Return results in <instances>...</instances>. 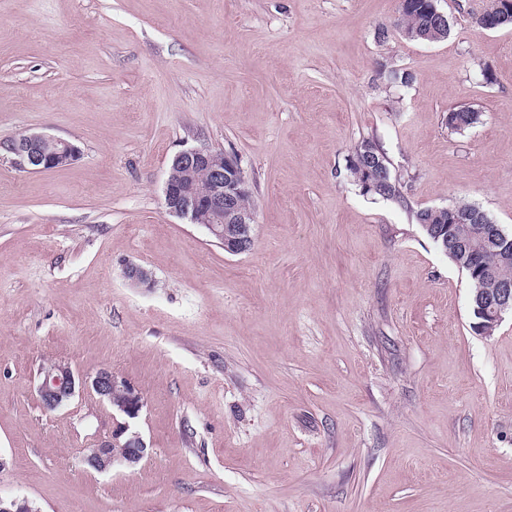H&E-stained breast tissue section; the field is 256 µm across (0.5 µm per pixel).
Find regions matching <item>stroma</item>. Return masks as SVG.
Returning <instances> with one entry per match:
<instances>
[{
    "instance_id": "35a3bbf8",
    "label": "stroma",
    "mask_w": 512,
    "mask_h": 512,
    "mask_svg": "<svg viewBox=\"0 0 512 512\" xmlns=\"http://www.w3.org/2000/svg\"><path fill=\"white\" fill-rule=\"evenodd\" d=\"M437 0H0V495L41 512H512V316L478 335L469 285L416 211L512 232V26ZM390 28L385 43L377 28ZM411 73L387 86L386 71ZM480 121L462 134L450 109ZM72 141L32 172L7 145ZM375 140L403 201L347 159ZM245 172L254 246L170 215L174 155ZM136 263L150 287L124 278ZM109 368L141 393L137 467L84 462L111 406L56 410L37 373ZM399 2L394 28L406 38L412 41L430 42L427 39L429 36H438V39L448 36L449 22L446 21L444 25L441 23L439 28L435 25L437 17L430 11L431 5L428 0H399ZM479 120L478 112L469 106H457L448 114V128L456 133H464ZM46 142H54L56 149L46 152ZM9 150L16 157L17 163L23 168L41 172L54 169L72 162L79 151L72 142L45 135L40 132L22 134L12 140Z\"/></svg>"
}]
</instances>
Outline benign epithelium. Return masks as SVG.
<instances>
[{
  "instance_id": "7a95c632",
  "label": "benign epithelium",
  "mask_w": 512,
  "mask_h": 512,
  "mask_svg": "<svg viewBox=\"0 0 512 512\" xmlns=\"http://www.w3.org/2000/svg\"><path fill=\"white\" fill-rule=\"evenodd\" d=\"M9 150L23 168L41 172L72 162L78 148L72 142L40 132L22 134L12 140ZM206 175L204 189L196 186L197 174ZM243 170L233 154L209 149L190 148L177 153L164 185L168 213L203 226L224 251L240 254L252 248V212L240 208L239 197L246 193ZM481 244L499 254L503 261L512 258V240L504 234L483 233ZM462 259L459 267L473 275L492 276L479 260V251L466 243L457 248ZM124 276L133 288L147 287L152 276L144 267L129 263ZM512 314V281L497 280L481 297L476 315L480 321L475 331L484 337L493 335L505 315ZM78 390H86L109 403L125 420L116 423L111 437L98 442L86 457L87 464L98 472L116 466L132 468L149 453L142 436L130 425L144 406L141 393L126 378L102 368L87 379L74 374L68 363L55 360L40 369L38 393L43 405L55 410L67 404ZM0 512H40L36 503L26 497L0 496Z\"/></svg>"
}]
</instances>
